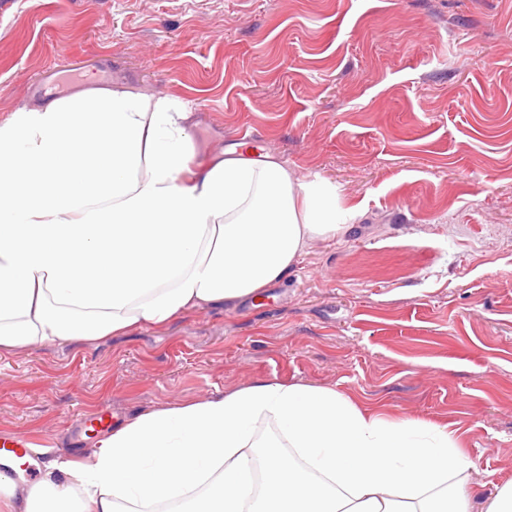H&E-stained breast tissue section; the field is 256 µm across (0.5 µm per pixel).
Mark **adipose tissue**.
<instances>
[{"instance_id": "ef3b65f1", "label": "adipose tissue", "mask_w": 512, "mask_h": 512, "mask_svg": "<svg viewBox=\"0 0 512 512\" xmlns=\"http://www.w3.org/2000/svg\"><path fill=\"white\" fill-rule=\"evenodd\" d=\"M193 112L88 87L0 119V349L161 327L284 284L358 212L273 156L202 159ZM465 433L329 386L259 379L124 418L0 512H512L473 493Z\"/></svg>"}]
</instances>
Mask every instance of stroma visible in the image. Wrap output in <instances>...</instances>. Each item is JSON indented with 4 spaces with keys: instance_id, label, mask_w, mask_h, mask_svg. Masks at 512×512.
I'll list each match as a JSON object with an SVG mask.
<instances>
[{
    "instance_id": "stroma-1",
    "label": "stroma",
    "mask_w": 512,
    "mask_h": 512,
    "mask_svg": "<svg viewBox=\"0 0 512 512\" xmlns=\"http://www.w3.org/2000/svg\"><path fill=\"white\" fill-rule=\"evenodd\" d=\"M86 74L200 113V149L287 161L358 217L236 308L0 350V433L79 454L76 421L262 378L465 431L476 498L512 480V0H0V119Z\"/></svg>"
}]
</instances>
